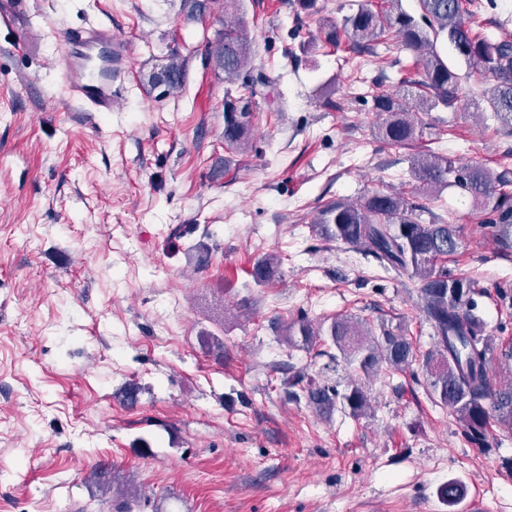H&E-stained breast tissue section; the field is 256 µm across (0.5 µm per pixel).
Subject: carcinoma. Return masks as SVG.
<instances>
[{
  "instance_id": "obj_1",
  "label": "carcinoma",
  "mask_w": 512,
  "mask_h": 512,
  "mask_svg": "<svg viewBox=\"0 0 512 512\" xmlns=\"http://www.w3.org/2000/svg\"><path fill=\"white\" fill-rule=\"evenodd\" d=\"M418 13L402 10L400 0L361 3L342 25L324 18L320 27L325 41L337 46L345 40L357 52L371 53L374 44L393 34L395 44L414 56L415 78H403L394 93L372 97L380 112L378 136L394 146H404L422 134L424 117L439 106L452 107L459 100L461 76L442 54L448 45L469 73L492 83L487 102L501 127L512 130V40H493L472 27L475 0H417ZM243 0H224L223 28L215 41L205 45L204 58L224 83L238 85L242 94L224 90V147L245 152L251 146L253 103L260 97L271 104L280 100L272 81L253 63L252 43L241 23ZM210 0H182L188 21L202 19ZM185 77L184 59L170 54L167 64L151 75V85L178 93ZM411 172L424 190L453 186L467 194L494 229L498 242L512 247V184L509 171L491 172L477 162H458L446 155L418 153L410 160ZM316 234L363 249L383 268L417 284L421 310L433 329L437 349L424 356L429 396L448 407L464 423L474 441L486 439L487 426L495 420L512 430V386L495 387V365L512 359V349L494 354L475 315L472 295L476 283L464 275H450L441 261L458 250L457 227L436 217L428 207L409 200L401 192H374L355 202L339 199L321 207L314 220ZM280 258L267 254L254 263L252 279L269 284L279 274ZM288 344L310 350L327 336L337 353L328 354V371L343 359L352 371L347 389L336 383L309 380L302 394L322 416L337 409L358 417L369 407L364 380L382 370L399 373L416 360L409 339L383 326L363 320L336 318L315 325L301 318L288 325ZM452 507L464 494L463 485L450 480L438 489Z\"/></svg>"
}]
</instances>
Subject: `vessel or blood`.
<instances>
[{
	"label": "vessel or blood",
	"instance_id": "b4317fda",
	"mask_svg": "<svg viewBox=\"0 0 512 512\" xmlns=\"http://www.w3.org/2000/svg\"><path fill=\"white\" fill-rule=\"evenodd\" d=\"M0 25L14 31L13 52L26 54L29 41L17 29L10 10L0 11ZM65 46L63 99L79 101L90 112H112L118 103L112 89V75L122 70L128 54L127 39L112 27L91 25L68 32Z\"/></svg>",
	"mask_w": 512,
	"mask_h": 512
}]
</instances>
